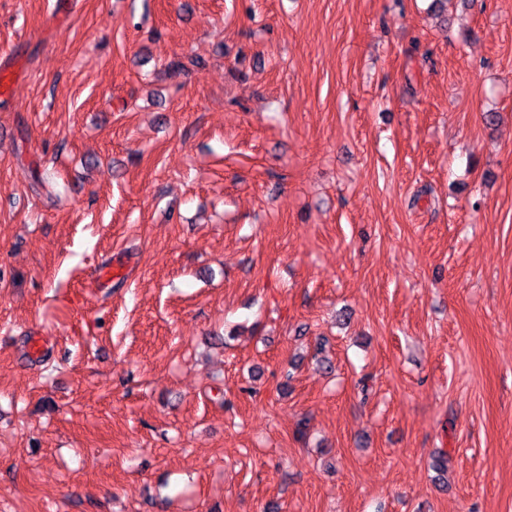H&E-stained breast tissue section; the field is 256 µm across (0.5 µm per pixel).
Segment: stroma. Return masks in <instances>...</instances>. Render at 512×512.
<instances>
[{
  "mask_svg": "<svg viewBox=\"0 0 512 512\" xmlns=\"http://www.w3.org/2000/svg\"><path fill=\"white\" fill-rule=\"evenodd\" d=\"M432 5L0 0V512H512V0Z\"/></svg>",
  "mask_w": 512,
  "mask_h": 512,
  "instance_id": "stroma-1",
  "label": "stroma"
}]
</instances>
